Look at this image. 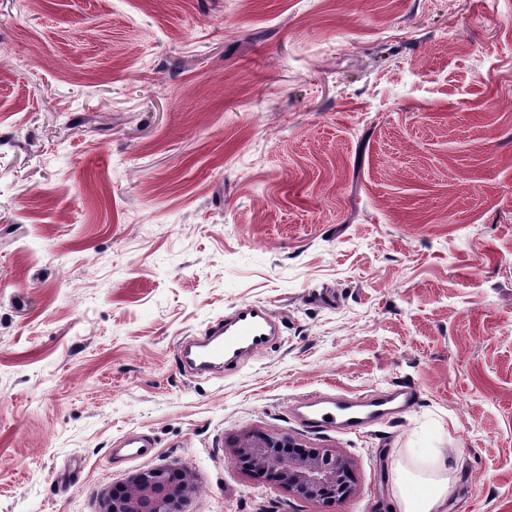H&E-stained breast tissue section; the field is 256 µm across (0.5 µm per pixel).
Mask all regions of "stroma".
I'll list each match as a JSON object with an SVG mask.
<instances>
[{"mask_svg": "<svg viewBox=\"0 0 512 512\" xmlns=\"http://www.w3.org/2000/svg\"><path fill=\"white\" fill-rule=\"evenodd\" d=\"M243 302L280 336L186 376ZM399 384L363 432L290 412ZM249 428L344 452L357 494L256 479ZM129 431L150 457H112ZM414 448L448 512H512V0H0V512L159 467L184 512H397Z\"/></svg>", "mask_w": 512, "mask_h": 512, "instance_id": "obj_1", "label": "stroma"}]
</instances>
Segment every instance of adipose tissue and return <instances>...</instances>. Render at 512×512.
Instances as JSON below:
<instances>
[{"instance_id": "obj_1", "label": "adipose tissue", "mask_w": 512, "mask_h": 512, "mask_svg": "<svg viewBox=\"0 0 512 512\" xmlns=\"http://www.w3.org/2000/svg\"><path fill=\"white\" fill-rule=\"evenodd\" d=\"M411 456L415 460L429 462L434 470L424 474L403 467L396 469L394 484L400 512H448L452 484L444 475L447 459L439 452L423 448L412 449Z\"/></svg>"}]
</instances>
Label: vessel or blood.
Masks as SVG:
<instances>
[{"label":"vessel or blood","instance_id":"vessel-or-blood-1","mask_svg":"<svg viewBox=\"0 0 512 512\" xmlns=\"http://www.w3.org/2000/svg\"><path fill=\"white\" fill-rule=\"evenodd\" d=\"M278 334L274 312L260 303H241L224 318L210 324L203 335L183 338L178 357L190 375L220 374L232 364L267 348ZM411 388L400 386L366 394L320 393L299 400L294 416L312 429H343L359 432L372 421L403 412L413 401ZM153 440L145 434L129 432L117 439L113 453L126 461L152 455Z\"/></svg>","mask_w":512,"mask_h":512}]
</instances>
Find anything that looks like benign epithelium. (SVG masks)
<instances>
[{
    "label": "benign epithelium",
    "mask_w": 512,
    "mask_h": 512,
    "mask_svg": "<svg viewBox=\"0 0 512 512\" xmlns=\"http://www.w3.org/2000/svg\"><path fill=\"white\" fill-rule=\"evenodd\" d=\"M232 448L254 477L304 498L347 499L357 492L354 463L339 450L260 429L239 433ZM195 491L191 474L181 468L140 470L103 495L101 512H182Z\"/></svg>",
    "instance_id": "7a95c632"
}]
</instances>
